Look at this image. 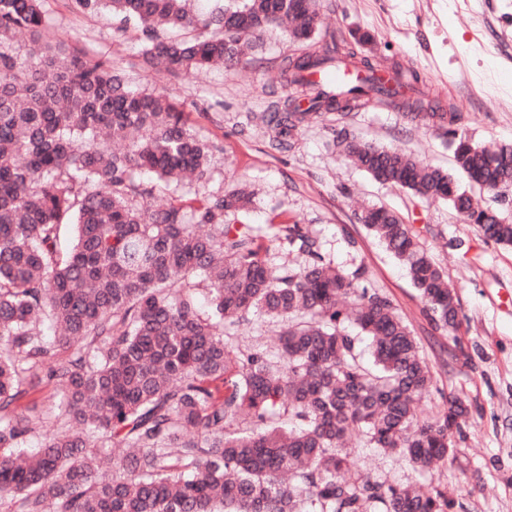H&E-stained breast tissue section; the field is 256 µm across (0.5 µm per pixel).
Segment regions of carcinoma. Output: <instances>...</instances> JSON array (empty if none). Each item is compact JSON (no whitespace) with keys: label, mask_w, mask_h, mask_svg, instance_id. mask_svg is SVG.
Wrapping results in <instances>:
<instances>
[{"label":"carcinoma","mask_w":512,"mask_h":512,"mask_svg":"<svg viewBox=\"0 0 512 512\" xmlns=\"http://www.w3.org/2000/svg\"><path fill=\"white\" fill-rule=\"evenodd\" d=\"M65 4L136 25L142 58L170 75L237 64L274 24L302 41L320 22L317 0H216L204 15L190 0ZM353 58L334 37L282 58L292 93L259 117L273 149L321 110L380 97L446 130L454 168L477 186L512 190V145L473 143L460 114L371 82L330 92L309 79ZM301 97L313 111L297 110ZM212 150L164 89L134 90L112 62L49 35L44 0H0V509L448 512V487L375 478L342 441L355 435L429 472L456 460L468 407L442 392L420 417L433 376L392 300L365 266L333 265L310 225L242 223L247 187L199 193ZM344 150L372 178L446 201L512 246V216L466 195L450 172L399 149ZM358 221L405 266L426 314L455 327V290L399 212L367 207ZM273 240L302 263L269 266ZM256 313L275 340L242 348ZM44 380L46 409L23 405Z\"/></svg>","instance_id":"1"}]
</instances>
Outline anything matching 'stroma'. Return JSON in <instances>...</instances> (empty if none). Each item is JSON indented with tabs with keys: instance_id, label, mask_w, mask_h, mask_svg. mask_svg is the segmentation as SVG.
I'll return each instance as SVG.
<instances>
[{
	"instance_id": "obj_1",
	"label": "stroma",
	"mask_w": 512,
	"mask_h": 512,
	"mask_svg": "<svg viewBox=\"0 0 512 512\" xmlns=\"http://www.w3.org/2000/svg\"><path fill=\"white\" fill-rule=\"evenodd\" d=\"M45 8L51 33L112 58L134 86L165 87L193 128L218 144L199 192L253 184L258 193L248 223L262 226L282 214L312 225L336 266H366L374 286L409 322L439 392L458 395L470 408L453 465L422 475L404 458L353 443L357 463L394 483L446 485L455 499L451 512H512V247L483 237L445 202L375 181L337 148L341 140L398 148L449 170L447 135L371 102L305 123L291 149L280 153L250 116L289 95L278 66L284 55L310 51V44L289 41L272 26L253 60L173 78L143 64L140 30H120L107 13L71 12L60 0H47ZM321 11L328 32L362 56L417 73L420 90L462 114L473 141L512 143V0H321ZM363 203L398 210L444 269L458 300L452 332L436 329L404 265L357 222ZM350 237L356 249L348 248Z\"/></svg>"
}]
</instances>
